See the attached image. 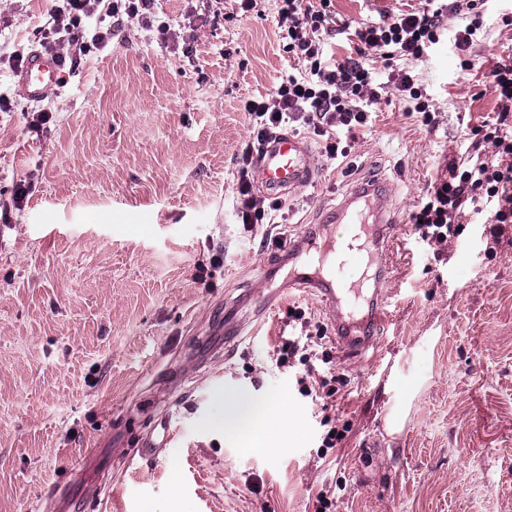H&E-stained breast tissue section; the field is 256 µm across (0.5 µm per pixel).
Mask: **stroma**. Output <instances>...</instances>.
<instances>
[{"label":"stroma","instance_id":"35a3bbf8","mask_svg":"<svg viewBox=\"0 0 512 512\" xmlns=\"http://www.w3.org/2000/svg\"><path fill=\"white\" fill-rule=\"evenodd\" d=\"M57 4L0 0V512H55L46 493L74 464L67 512H315L322 492L332 512H512V244L488 252L486 216L468 209L436 257L410 224L465 134L495 116L490 74L512 61V0H487L480 42L447 39L413 62L430 121L382 96L349 156L315 155L317 182L250 231L234 202L243 104L295 65L277 0L247 13L237 0H157L161 19L193 23L192 55L127 21L36 102L9 58L40 48ZM424 7L334 0L340 25ZM34 111L53 118L31 130ZM378 180L392 318L380 344L337 353L350 383L324 406L276 360L302 333L289 308L324 330L327 315L285 271L266 279L262 260L280 261ZM227 390L287 398L269 452L244 451L220 425ZM326 416L348 428L329 450ZM163 418L166 449L140 458Z\"/></svg>","mask_w":512,"mask_h":512}]
</instances>
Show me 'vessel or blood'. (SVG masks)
<instances>
[{
  "instance_id": "vessel-or-blood-1",
  "label": "vessel or blood",
  "mask_w": 512,
  "mask_h": 512,
  "mask_svg": "<svg viewBox=\"0 0 512 512\" xmlns=\"http://www.w3.org/2000/svg\"><path fill=\"white\" fill-rule=\"evenodd\" d=\"M63 63L55 54L32 52L18 85L24 96L39 99L56 86ZM312 148L302 138L278 134L262 144L253 166V179L271 197H280L316 182ZM385 185L346 200L329 226L309 239L304 271L292 272L301 287L314 289L343 352L353 354L373 344L390 318L383 286L389 268L383 250L389 229L382 219Z\"/></svg>"
}]
</instances>
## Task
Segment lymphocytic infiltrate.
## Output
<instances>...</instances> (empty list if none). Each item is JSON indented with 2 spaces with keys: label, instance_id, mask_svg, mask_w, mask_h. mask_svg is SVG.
I'll list each match as a JSON object with an SVG mask.
<instances>
[{
  "label": "lymphocytic infiltrate",
  "instance_id": "obj_1",
  "mask_svg": "<svg viewBox=\"0 0 512 512\" xmlns=\"http://www.w3.org/2000/svg\"><path fill=\"white\" fill-rule=\"evenodd\" d=\"M279 2L283 48L297 57L300 68L282 77L271 93L245 103L252 133L239 161L236 211L248 229L265 216L250 178L256 147L281 130L300 126L320 137L327 158L347 156L358 134L370 128L381 100L374 68L378 58L391 66L389 83L406 98L411 111L429 114L430 99L422 85L409 69L397 68V61L429 55L442 41L449 17L466 21L454 39L461 51L471 46L483 28L479 0H444L433 9L402 12L354 27L337 26L333 0ZM128 18L156 32L160 41L191 53L192 46L182 43L181 32L158 21L155 0H62L50 14L42 45L71 59L105 47ZM340 34L354 35L355 40L348 45L347 57L339 60L327 45ZM489 87L499 101L495 120L472 129L470 145L447 163L425 202L411 215L420 247L434 249L459 237L465 204L485 197L497 201L489 220L492 242H500L512 230V63L492 71ZM283 350L286 363L304 368L296 378L299 394L321 399L323 389L337 379L332 351L315 352L298 337L286 339Z\"/></svg>",
  "mask_w": 512,
  "mask_h": 512
}]
</instances>
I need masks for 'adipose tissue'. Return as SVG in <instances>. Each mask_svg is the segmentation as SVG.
Listing matches in <instances>:
<instances>
[{"mask_svg": "<svg viewBox=\"0 0 512 512\" xmlns=\"http://www.w3.org/2000/svg\"><path fill=\"white\" fill-rule=\"evenodd\" d=\"M224 401V429L228 432L238 431L244 423H251L252 428L243 441V448L253 453L268 450L267 430L281 427L287 423L290 409L286 398L257 405L242 395L228 394Z\"/></svg>", "mask_w": 512, "mask_h": 512, "instance_id": "1", "label": "adipose tissue"}]
</instances>
